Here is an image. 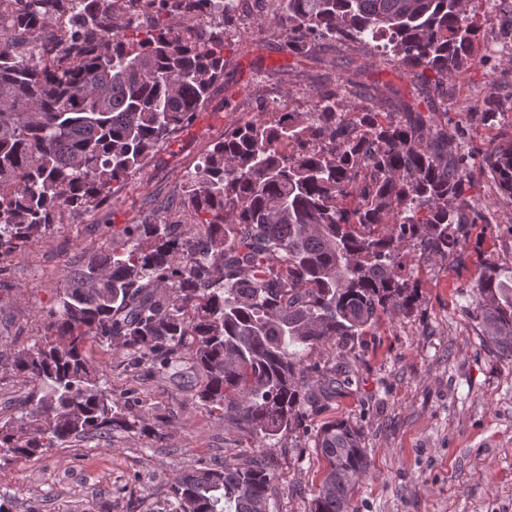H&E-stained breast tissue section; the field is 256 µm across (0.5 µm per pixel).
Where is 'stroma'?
<instances>
[{
	"label": "stroma",
	"mask_w": 512,
	"mask_h": 512,
	"mask_svg": "<svg viewBox=\"0 0 512 512\" xmlns=\"http://www.w3.org/2000/svg\"><path fill=\"white\" fill-rule=\"evenodd\" d=\"M495 10L480 23V45L493 51L492 67L476 66L448 85L449 125H462L459 144L481 154L490 142L512 135V46L500 43ZM224 81L192 126L174 135L155 161L114 185L108 208L85 215L61 210L56 225L22 254L0 258V346L32 344L42 334V314L53 303L64 273L82 266L112 241L113 229L136 220L145 198L172 199L184 176L224 131L258 117L273 99L292 109L311 106L316 87L353 79L351 111L400 108L410 78L375 48L336 44L310 58L288 55L271 30L248 27L224 53ZM494 96L510 105L501 123L463 124L467 108ZM234 97L237 111L224 109ZM467 197L490 210L474 225L459 254L430 259L406 248L419 288L410 313L382 316L341 352L331 341L309 349L303 366L339 371L331 398L305 404L300 427L273 441L276 494L269 512H311L324 465L318 428L344 420L366 438L371 470L353 495L357 512H512V360L483 346L473 320L470 286L488 263H512V202L483 177ZM89 363L101 387L124 403L134 430L90 436L21 461L0 462V495L18 512H158L175 474L251 455L258 444L194 397L200 381L189 358L173 372L151 376L125 351L91 342ZM49 384L31 382L0 360V416Z\"/></svg>",
	"instance_id": "stroma-1"
}]
</instances>
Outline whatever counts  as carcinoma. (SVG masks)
<instances>
[{"label": "carcinoma", "mask_w": 512, "mask_h": 512, "mask_svg": "<svg viewBox=\"0 0 512 512\" xmlns=\"http://www.w3.org/2000/svg\"><path fill=\"white\" fill-rule=\"evenodd\" d=\"M250 15L285 51L370 45L429 84L402 112L346 111L349 80L320 86L303 112L266 110L224 131L175 209L118 232L124 244L64 275L44 334L9 352L19 376L51 392L0 417V458H29L71 439L132 430L85 358L88 340L147 371L190 356L195 396L261 443L250 456L176 475L156 512H268L276 493L268 443L336 384V367H301L303 351L362 336L417 300L404 249L448 257L488 223L465 196L485 177L512 202V138L475 158L452 150L448 81L480 64L476 0H258ZM512 42V0H492ZM234 0H0V256L18 255L61 209L94 212L112 185L188 127L224 81ZM494 98L467 113L484 124ZM512 264L488 263L473 287L482 343L512 358ZM325 472L312 512H353L369 474L363 432L325 423Z\"/></svg>", "instance_id": "cac0c4a2"}]
</instances>
